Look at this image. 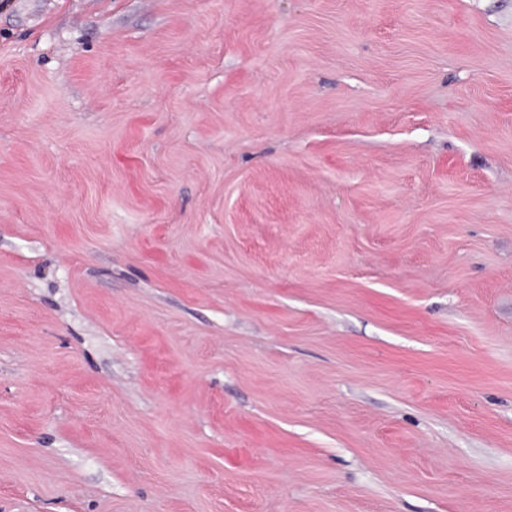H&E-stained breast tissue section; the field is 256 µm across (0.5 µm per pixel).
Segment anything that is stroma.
I'll return each mask as SVG.
<instances>
[{
    "label": "stroma",
    "instance_id": "obj_1",
    "mask_svg": "<svg viewBox=\"0 0 512 512\" xmlns=\"http://www.w3.org/2000/svg\"><path fill=\"white\" fill-rule=\"evenodd\" d=\"M0 512H512V0H0Z\"/></svg>",
    "mask_w": 512,
    "mask_h": 512
}]
</instances>
